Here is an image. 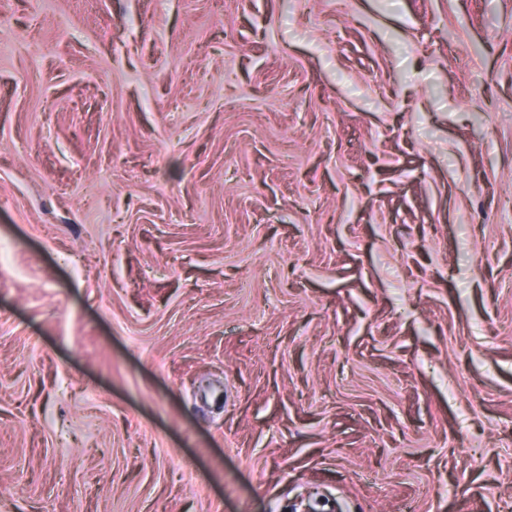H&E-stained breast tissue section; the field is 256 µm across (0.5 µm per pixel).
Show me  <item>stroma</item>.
<instances>
[{"label":"stroma","instance_id":"stroma-1","mask_svg":"<svg viewBox=\"0 0 512 512\" xmlns=\"http://www.w3.org/2000/svg\"><path fill=\"white\" fill-rule=\"evenodd\" d=\"M512 0H0V512H512Z\"/></svg>","mask_w":512,"mask_h":512}]
</instances>
